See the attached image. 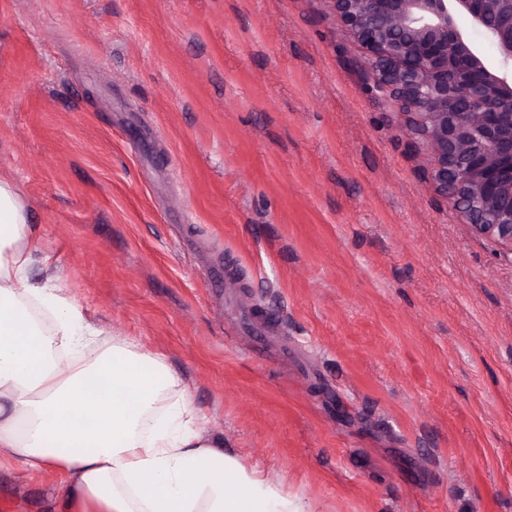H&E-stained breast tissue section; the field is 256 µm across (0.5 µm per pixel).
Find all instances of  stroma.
Returning <instances> with one entry per match:
<instances>
[{
	"label": "stroma",
	"instance_id": "35a3bbf8",
	"mask_svg": "<svg viewBox=\"0 0 512 512\" xmlns=\"http://www.w3.org/2000/svg\"><path fill=\"white\" fill-rule=\"evenodd\" d=\"M362 56L328 0H0L30 274L162 355L225 453L307 512H512V255ZM57 498L0 469V512Z\"/></svg>",
	"mask_w": 512,
	"mask_h": 512
}]
</instances>
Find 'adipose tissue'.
<instances>
[{
    "label": "adipose tissue",
    "instance_id": "obj_1",
    "mask_svg": "<svg viewBox=\"0 0 512 512\" xmlns=\"http://www.w3.org/2000/svg\"><path fill=\"white\" fill-rule=\"evenodd\" d=\"M27 200L0 179V462L61 477L57 512H304L205 435L189 387L51 283Z\"/></svg>",
    "mask_w": 512,
    "mask_h": 512
}]
</instances>
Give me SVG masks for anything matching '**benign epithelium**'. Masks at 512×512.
<instances>
[{"label":"benign epithelium","mask_w":512,"mask_h":512,"mask_svg":"<svg viewBox=\"0 0 512 512\" xmlns=\"http://www.w3.org/2000/svg\"><path fill=\"white\" fill-rule=\"evenodd\" d=\"M460 218L512 255V0H329ZM497 52L488 63L457 24Z\"/></svg>","instance_id":"7a95c632"}]
</instances>
